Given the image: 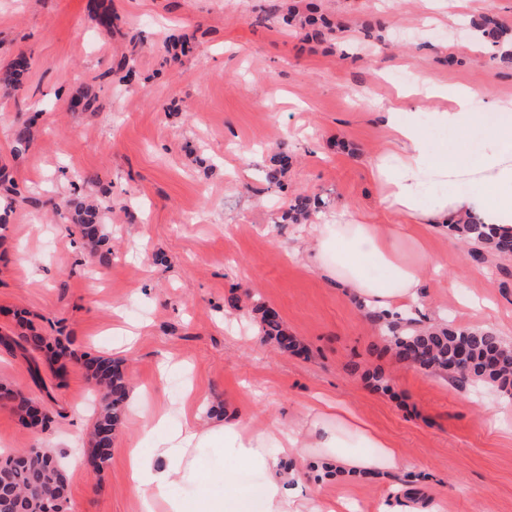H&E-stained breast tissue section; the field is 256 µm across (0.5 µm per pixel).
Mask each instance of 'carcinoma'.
I'll return each mask as SVG.
<instances>
[{
	"instance_id": "cac0c4a2",
	"label": "carcinoma",
	"mask_w": 512,
	"mask_h": 512,
	"mask_svg": "<svg viewBox=\"0 0 512 512\" xmlns=\"http://www.w3.org/2000/svg\"><path fill=\"white\" fill-rule=\"evenodd\" d=\"M282 18L289 25L310 28L311 36L319 39L330 30V22L316 15L315 8L300 11L297 4L281 2ZM469 27L482 41L491 46V59L512 64V28L502 24L492 13L469 19ZM109 208L96 199L81 202L75 208V227L86 245L89 257L101 264L112 260V247L101 227V212ZM320 208L316 198L297 197L284 213V219L298 221ZM467 248V255L481 261L490 256L500 261L512 259V236H496L481 224H450ZM265 340L283 352L301 350L300 341L282 327L278 315L263 304L256 307ZM368 320L380 330L385 351L397 360L435 376H446L458 387L487 386L512 396V345L490 330H472L449 323L423 325L419 320L400 318L389 320L380 314L366 312ZM0 345L17 350L29 364L35 382L48 390L40 371V356L54 367L59 378L65 374L63 360L75 358L60 338L44 336L32 327L8 335L0 334ZM77 359V358H75ZM88 379L102 391L99 409L90 433L91 449L87 466L101 470L109 460L112 434L122 425L128 407L130 384L121 363L109 357L85 354L77 359ZM0 397L14 402L19 418L32 427L45 428L51 416L42 412L37 403L16 397L7 388ZM69 497L64 463L61 458L38 450L0 457V512H68Z\"/></svg>"
}]
</instances>
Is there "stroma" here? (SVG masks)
<instances>
[{
    "label": "stroma",
    "mask_w": 512,
    "mask_h": 512,
    "mask_svg": "<svg viewBox=\"0 0 512 512\" xmlns=\"http://www.w3.org/2000/svg\"><path fill=\"white\" fill-rule=\"evenodd\" d=\"M277 0H0V73L19 55L29 70L0 85V333L30 320L69 337L77 353L120 362L132 385L177 405L185 381L223 418L254 424L302 418L321 398L359 416L398 448L399 469L369 477H317L295 458L301 496L359 500L363 512L413 481L443 512H512V398L458 388L381 351L378 331L346 290L306 262L312 227L341 210L388 220L370 166L389 131L375 105L395 99L391 76L425 73L512 101V68L466 24L492 12L512 27V0H320L333 21L323 40L291 32ZM112 16L111 26L99 23ZM189 39L173 62V39ZM133 57L125 79L117 63ZM79 95L98 111L73 110ZM34 141L16 151L19 119ZM290 159L281 184L264 165L280 145ZM27 203L12 204L13 192ZM322 201L308 223L281 215L296 195ZM93 197L112 205L102 224L112 260L88 258L72 234L73 211L44 199ZM440 271L425 270L420 315L459 327L485 325L512 343V261L466 257L445 227L425 230ZM261 301L304 349L285 353L262 338ZM141 332L133 346L118 333ZM179 366L167 375L165 358ZM381 369L388 392L361 376ZM0 384L46 405L50 427L33 428L0 406V449L67 454L87 444L100 393L69 364L45 401L19 353L0 347ZM151 441L125 416L101 471H68L69 512H140L126 456Z\"/></svg>",
    "instance_id": "1"
}]
</instances>
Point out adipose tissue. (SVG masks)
<instances>
[{
	"mask_svg": "<svg viewBox=\"0 0 512 512\" xmlns=\"http://www.w3.org/2000/svg\"><path fill=\"white\" fill-rule=\"evenodd\" d=\"M398 100L404 111L391 106L381 114L390 140L372 165L392 222L340 219L314 225L308 255L314 270L389 318L417 298L423 270L438 263L422 250L406 255V244L415 240L413 226L468 219L512 233V106L427 75L412 77ZM428 101L438 102V109L419 116L417 106ZM432 127L454 133L455 143L431 141ZM474 137L482 146L467 151L465 143ZM132 401L133 415L155 439L152 454L133 449L127 457L141 512H348L350 504L343 499L332 505L290 494L281 477V458L322 448L336 452L341 466L364 473L393 468L400 458L355 414L321 400L309 404L305 421L290 428L276 422L260 427L231 420L206 424L199 409L183 413L174 427L170 408L155 404L143 390H134ZM350 437L376 449V456L339 455ZM201 448L218 449L241 468L261 470L262 482L242 486L221 465L202 466ZM178 480L191 485L193 497L172 494Z\"/></svg>",
	"mask_w": 512,
	"mask_h": 512,
	"instance_id": "adipose-tissue-1",
	"label": "adipose tissue"
}]
</instances>
